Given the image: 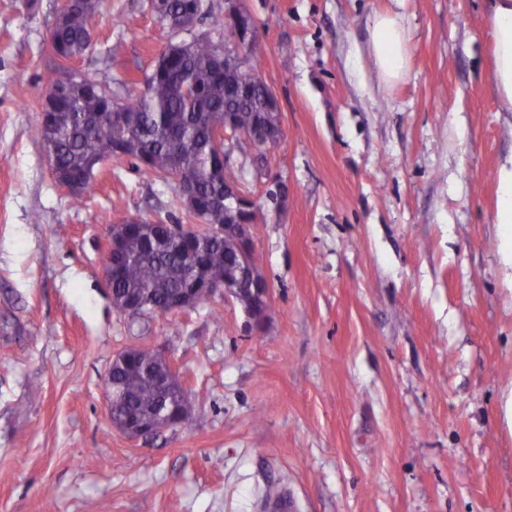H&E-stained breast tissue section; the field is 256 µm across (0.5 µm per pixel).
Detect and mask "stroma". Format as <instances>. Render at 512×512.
Here are the masks:
<instances>
[{
	"instance_id": "stroma-1",
	"label": "stroma",
	"mask_w": 512,
	"mask_h": 512,
	"mask_svg": "<svg viewBox=\"0 0 512 512\" xmlns=\"http://www.w3.org/2000/svg\"><path fill=\"white\" fill-rule=\"evenodd\" d=\"M58 0H0V512H512V287L498 171L512 112L491 82L484 0H239L284 138L227 142L254 204L263 327L216 296L131 318L103 282L104 220L189 218L174 183L99 169L85 206L35 130ZM226 0L173 32L148 0H105L76 65L117 96L160 50L204 36ZM401 9L410 66L380 87L373 15ZM287 193L267 200L269 178ZM156 347L197 405L131 443L104 406L115 355Z\"/></svg>"
}]
</instances>
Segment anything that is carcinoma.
Segmentation results:
<instances>
[{"instance_id":"cac0c4a2","label":"carcinoma","mask_w":512,"mask_h":512,"mask_svg":"<svg viewBox=\"0 0 512 512\" xmlns=\"http://www.w3.org/2000/svg\"><path fill=\"white\" fill-rule=\"evenodd\" d=\"M104 6L105 0H85L53 34L48 48L56 65L48 85L70 61L85 54L86 35ZM171 48L175 57L169 65L152 75L143 91L128 92L126 111L115 113L113 120L104 117L109 112L106 97L88 94L82 81L70 82L54 114L57 167L70 174L85 173L91 160L112 155L114 139L120 135L129 142L128 154L140 172L165 181L178 170L192 180L202 208L190 216L207 228L251 224V217L236 220L228 214L224 186L236 182L237 176L218 166L212 134L228 124L242 133L255 131L266 98L257 57L240 55L231 38L224 41L222 55L210 41L173 43ZM106 226L123 241L127 254L124 265L112 268V289L120 295L144 296L148 307L161 314L170 296L188 287L190 278L225 277L229 260L240 258L242 250L232 235L210 239L200 249L201 236L165 233L146 220L136 231L123 220ZM112 378L124 392L115 408L117 417L156 411L161 392L147 375L114 367Z\"/></svg>"}]
</instances>
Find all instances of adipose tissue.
Here are the masks:
<instances>
[{"mask_svg":"<svg viewBox=\"0 0 512 512\" xmlns=\"http://www.w3.org/2000/svg\"><path fill=\"white\" fill-rule=\"evenodd\" d=\"M486 8L491 26L492 81L501 111L512 112V0H486ZM410 41L403 14H375L370 25L368 55L384 87H395L405 78Z\"/></svg>","mask_w":512,"mask_h":512,"instance_id":"adipose-tissue-1","label":"adipose tissue"}]
</instances>
